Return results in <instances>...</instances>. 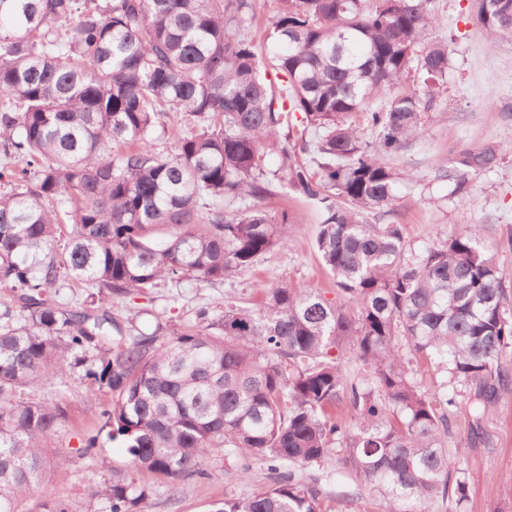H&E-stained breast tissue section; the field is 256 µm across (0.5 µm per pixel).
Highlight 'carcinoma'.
Returning a JSON list of instances; mask_svg holds the SVG:
<instances>
[{
	"instance_id": "cac0c4a2",
	"label": "carcinoma",
	"mask_w": 512,
	"mask_h": 512,
	"mask_svg": "<svg viewBox=\"0 0 512 512\" xmlns=\"http://www.w3.org/2000/svg\"><path fill=\"white\" fill-rule=\"evenodd\" d=\"M283 3L258 46L244 32L254 0H0V153L19 163L0 189V284L13 292L0 309V512H69L45 473L93 454L101 431L75 450L50 446L63 400L29 390L80 366L112 394L103 427L124 438L134 473L91 489L109 512H141L143 475L244 480L253 458L274 483L214 512H322L317 482L293 468L341 450L391 512L467 501L447 448L448 383L468 392L478 438L512 384L496 254L475 224L417 253L401 225L368 220L400 180L380 155L423 132L447 82L448 43H423L437 0ZM473 6L489 37L512 33V0ZM411 75L418 88L396 92ZM159 128L174 154L158 149ZM269 153L281 158L271 174ZM494 160L486 150L460 164ZM276 185L315 201V246L351 310L282 279L260 308L227 301L216 320L202 309L163 344L123 335L115 300L167 279L223 281L284 247L288 211L263 205ZM69 279L96 288L98 304L54 299ZM342 346L361 379L331 356ZM406 349L449 379L421 392ZM226 447L244 464L202 468Z\"/></svg>"
}]
</instances>
